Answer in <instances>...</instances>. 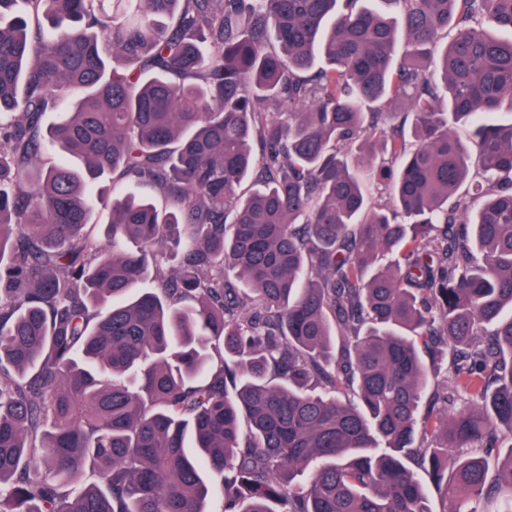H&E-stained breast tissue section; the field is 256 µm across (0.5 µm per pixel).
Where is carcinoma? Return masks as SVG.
Wrapping results in <instances>:
<instances>
[{"label": "carcinoma", "mask_w": 512, "mask_h": 512, "mask_svg": "<svg viewBox=\"0 0 512 512\" xmlns=\"http://www.w3.org/2000/svg\"><path fill=\"white\" fill-rule=\"evenodd\" d=\"M6 16L0 512H512V0Z\"/></svg>", "instance_id": "obj_1"}]
</instances>
